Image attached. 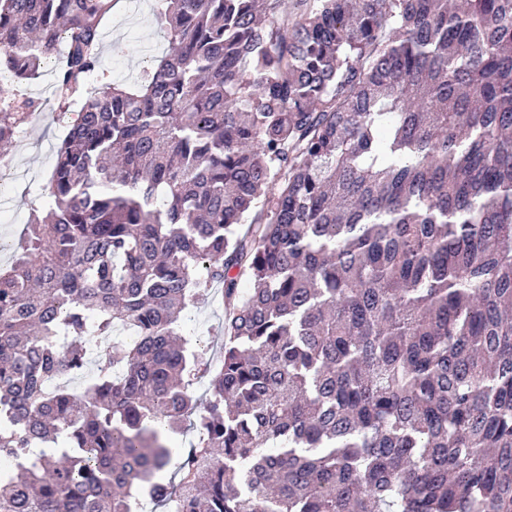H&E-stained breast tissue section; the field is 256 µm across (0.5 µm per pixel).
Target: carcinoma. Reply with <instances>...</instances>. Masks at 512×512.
<instances>
[{
  "instance_id": "obj_1",
  "label": "carcinoma",
  "mask_w": 512,
  "mask_h": 512,
  "mask_svg": "<svg viewBox=\"0 0 512 512\" xmlns=\"http://www.w3.org/2000/svg\"><path fill=\"white\" fill-rule=\"evenodd\" d=\"M115 2L0 0V144L45 59L80 102L0 268V512H512V0H161L92 90ZM120 1L121 7L113 9L112 23L102 35L101 71L104 76L98 77L95 86L112 79L133 84L142 69L164 55L167 49L166 41L159 37L156 30L158 0ZM129 1H137V8L130 9ZM113 43L122 44L125 52L114 55ZM116 69L122 71L121 77L115 76ZM223 320L224 308L210 294L197 309L185 315L180 328L186 336L199 337L203 344L215 349L220 345Z\"/></svg>"
}]
</instances>
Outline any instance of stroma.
<instances>
[{"instance_id": "35a3bbf8", "label": "stroma", "mask_w": 512, "mask_h": 512, "mask_svg": "<svg viewBox=\"0 0 512 512\" xmlns=\"http://www.w3.org/2000/svg\"><path fill=\"white\" fill-rule=\"evenodd\" d=\"M157 0H137L129 5L123 0L112 15L111 24L102 35L101 70L105 80H112L114 72H121L126 83H134L142 69L164 55L167 43L157 33ZM122 44L123 54L112 52L113 44ZM54 76L51 66H44L38 79L23 83V93L37 99L42 110L21 137L1 146L11 166L7 178L0 183V208L14 214L10 224L0 223V265H7L15 244L27 222L31 202L39 188L50 178L58 145L67 135L79 110L71 104L67 112H60L53 96ZM224 309L214 298L203 299L197 309L185 315L181 330L185 335L201 338L210 347L219 346Z\"/></svg>"}]
</instances>
